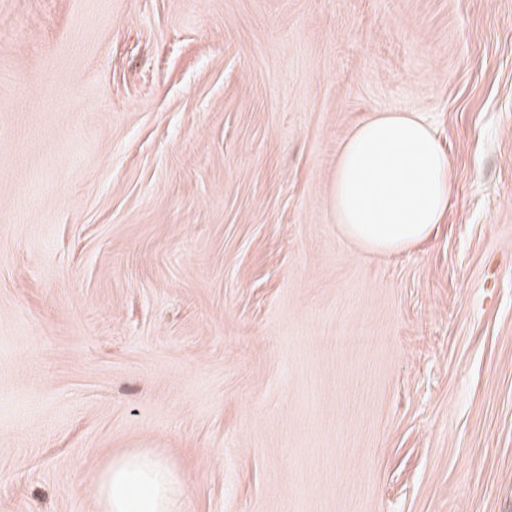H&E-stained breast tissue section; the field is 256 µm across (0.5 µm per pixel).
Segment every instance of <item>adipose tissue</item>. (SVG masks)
Instances as JSON below:
<instances>
[{"instance_id": "1", "label": "adipose tissue", "mask_w": 512, "mask_h": 512, "mask_svg": "<svg viewBox=\"0 0 512 512\" xmlns=\"http://www.w3.org/2000/svg\"><path fill=\"white\" fill-rule=\"evenodd\" d=\"M451 164L427 121L413 112H379L344 142L333 181L342 234L390 254L426 241L451 192ZM94 493L102 512H181L186 485L175 467L149 452L112 459Z\"/></svg>"}]
</instances>
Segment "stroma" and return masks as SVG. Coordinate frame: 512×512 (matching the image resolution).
I'll use <instances>...</instances> for the list:
<instances>
[{"mask_svg":"<svg viewBox=\"0 0 512 512\" xmlns=\"http://www.w3.org/2000/svg\"><path fill=\"white\" fill-rule=\"evenodd\" d=\"M419 113L453 169L398 254L336 163ZM512 512V0H0V512ZM186 489L167 460L130 452L101 470L94 493L103 512H181Z\"/></svg>","mask_w":512,"mask_h":512,"instance_id":"1","label":"stroma"}]
</instances>
